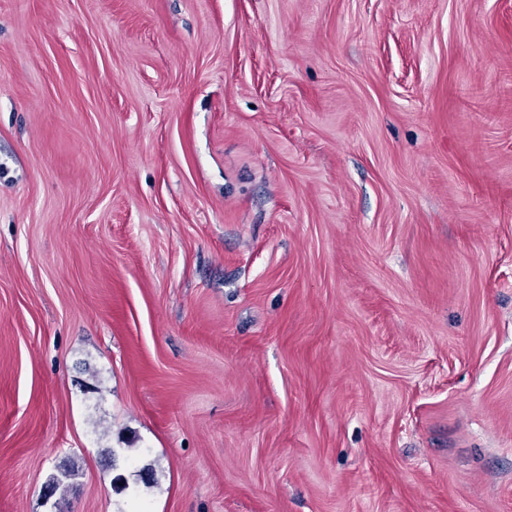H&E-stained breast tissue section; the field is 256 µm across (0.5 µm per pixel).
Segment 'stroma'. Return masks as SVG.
Returning a JSON list of instances; mask_svg holds the SVG:
<instances>
[{"mask_svg":"<svg viewBox=\"0 0 512 512\" xmlns=\"http://www.w3.org/2000/svg\"><path fill=\"white\" fill-rule=\"evenodd\" d=\"M0 512H512V0H0Z\"/></svg>","mask_w":512,"mask_h":512,"instance_id":"35a3bbf8","label":"stroma"}]
</instances>
